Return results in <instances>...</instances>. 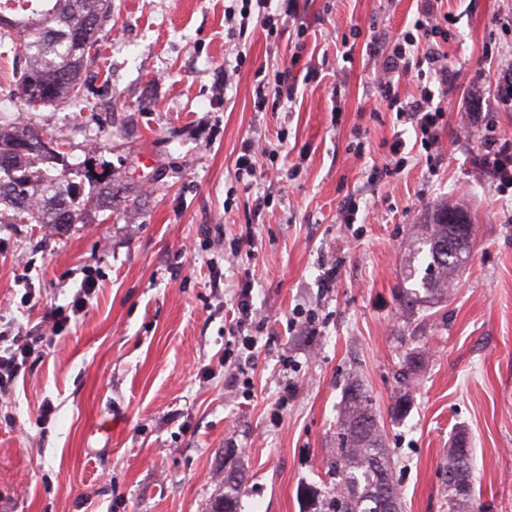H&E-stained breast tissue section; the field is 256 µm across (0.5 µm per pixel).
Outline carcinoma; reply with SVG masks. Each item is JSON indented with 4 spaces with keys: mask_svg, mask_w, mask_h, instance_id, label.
<instances>
[{
    "mask_svg": "<svg viewBox=\"0 0 512 512\" xmlns=\"http://www.w3.org/2000/svg\"><path fill=\"white\" fill-rule=\"evenodd\" d=\"M40 9L27 15L0 9V43L25 59L17 80L23 109L79 104L84 100L85 67L93 63L101 32L112 17V0H39ZM11 120L0 116V224H47L89 220L79 184V168L60 152L38 147L37 129L23 125L10 131ZM99 185L102 203H112V174L89 176ZM468 240L462 255L453 243ZM473 227L467 213L444 205L430 223L420 224L408 246L405 282L398 292L400 306L413 314L447 298L460 269L471 256ZM332 477L322 496L309 491L314 512H401V492L394 479L389 448L378 425L371 396L354 381L343 396L337 418L336 448L327 462ZM448 512H479L472 494L471 448L459 432L448 449L445 471ZM239 488L224 481V498L211 512H236Z\"/></svg>",
    "mask_w": 512,
    "mask_h": 512,
    "instance_id": "carcinoma-1",
    "label": "carcinoma"
}]
</instances>
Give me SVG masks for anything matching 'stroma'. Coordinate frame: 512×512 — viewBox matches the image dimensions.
Listing matches in <instances>:
<instances>
[{"mask_svg": "<svg viewBox=\"0 0 512 512\" xmlns=\"http://www.w3.org/2000/svg\"><path fill=\"white\" fill-rule=\"evenodd\" d=\"M230 4L112 0L84 101L28 115L67 140L68 162L111 171L112 208L67 229L0 224V330L42 339L0 401V512H208L228 476L238 512H310L354 379L372 397L403 512H448L443 472L461 430L480 512H512V189L481 168L486 139L512 137V105L500 101L512 0H443L441 135L454 148L427 161L406 128L407 165L390 175L395 116L369 110L366 46L376 31L399 37L416 0H298L299 19L272 36L249 24L241 42L224 31ZM330 32L355 34L349 57ZM239 51L247 61L228 89L224 63ZM259 68L299 77L296 101L255 111ZM257 132L277 147L266 165L290 174L260 211L267 184L235 178L240 143ZM350 199L365 221L342 223ZM446 202L469 215L473 252L447 301L404 315L409 241ZM247 234L251 255L225 260ZM89 275L88 305L53 331ZM244 277L254 319L273 318L249 396L223 364ZM299 307L313 310L316 335L296 323ZM412 353L421 369L407 390Z\"/></svg>", "mask_w": 512, "mask_h": 512, "instance_id": "1", "label": "stroma"}]
</instances>
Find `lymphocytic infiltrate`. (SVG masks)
<instances>
[{"instance_id":"1","label":"lymphocytic infiltrate","mask_w":512,"mask_h":512,"mask_svg":"<svg viewBox=\"0 0 512 512\" xmlns=\"http://www.w3.org/2000/svg\"><path fill=\"white\" fill-rule=\"evenodd\" d=\"M440 0H419L417 16L401 38L394 41L388 52L372 51V80L377 92L376 107L394 112L397 120L411 123L424 149H440V129L446 121V109L434 101L429 85L419 86L416 95L403 97L397 84L413 73H429L439 83L448 81V17L441 13ZM269 147L260 138L242 141L235 161L236 177L246 187H253L268 174L263 159ZM237 317L224 344V364L233 372L235 382L250 389L252 381L241 359L244 353L255 352L260 338L252 329V302L249 287L235 294ZM40 342L36 336L15 335L9 347L0 353V393L19 378L29 357Z\"/></svg>"}]
</instances>
